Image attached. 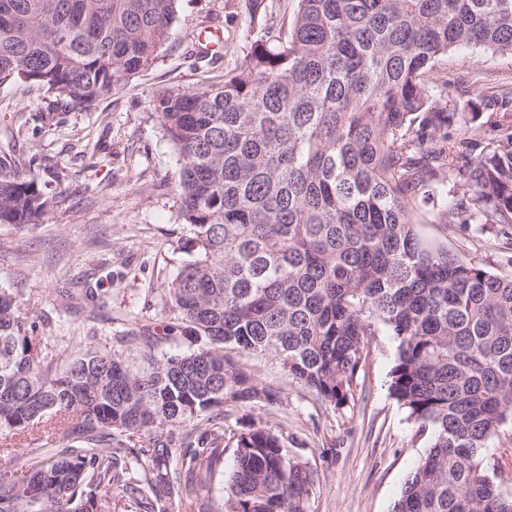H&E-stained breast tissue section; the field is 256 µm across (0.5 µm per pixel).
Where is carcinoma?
I'll use <instances>...</instances> for the list:
<instances>
[{"mask_svg":"<svg viewBox=\"0 0 512 512\" xmlns=\"http://www.w3.org/2000/svg\"><path fill=\"white\" fill-rule=\"evenodd\" d=\"M179 0H0V85L90 111L155 66ZM248 0L250 50L151 110L176 148L191 260L165 288L186 350L144 325L63 365L50 326L0 289V512H172L224 455L229 403L277 394L233 355L268 356L341 410L378 327L397 340L388 390L430 432L391 512H512L490 440L512 421V276L426 238L477 224L512 246V82L478 101L436 78L472 46L512 56V0ZM52 159L0 155V224L44 217ZM50 432L55 448L34 442ZM224 512H307L315 474L266 424L229 438Z\"/></svg>","mask_w":512,"mask_h":512,"instance_id":"obj_1","label":"carcinoma"}]
</instances>
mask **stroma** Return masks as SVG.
Listing matches in <instances>:
<instances>
[{
    "label": "stroma",
    "instance_id": "stroma-1",
    "mask_svg": "<svg viewBox=\"0 0 512 512\" xmlns=\"http://www.w3.org/2000/svg\"><path fill=\"white\" fill-rule=\"evenodd\" d=\"M215 22L224 40L227 71L250 48L245 0H180L178 20L156 65L122 81L92 111L66 109L52 96L18 85L0 86V151L52 157L64 175L47 182L51 200L36 224H0V288L10 289L20 312L41 321L59 319L57 345L71 356L74 336H113L121 316L135 310L140 322L162 327L167 284L189 255L179 216V157L150 110L152 97L171 87H201L208 74L195 67L194 38ZM444 72H477L486 83L512 80V57L462 48ZM429 239L446 243L475 264L512 275V249L477 228L449 231L421 224ZM92 288L108 305L95 319L63 309L60 288ZM358 376L354 399L337 411L315 399L275 360L243 356L240 367L280 399L225 406L224 432L253 423L276 429L290 454L314 471L309 512H391L409 473L423 458L427 436L418 432L388 391L397 342L379 328ZM234 468L232 449L208 480L207 499L184 493L175 512H207L222 505Z\"/></svg>",
    "mask_w": 512,
    "mask_h": 512
}]
</instances>
